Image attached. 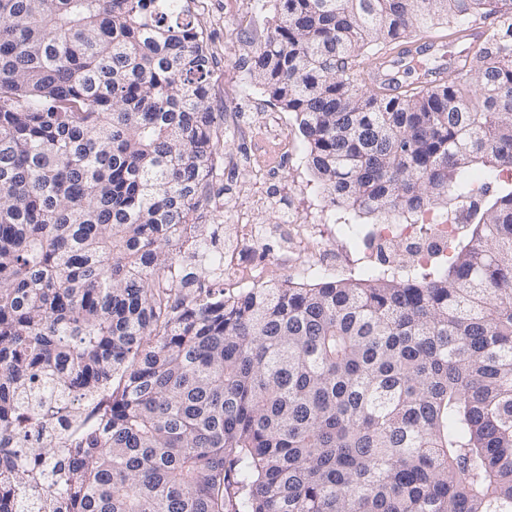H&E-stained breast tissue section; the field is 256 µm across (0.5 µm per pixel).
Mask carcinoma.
<instances>
[{
	"mask_svg": "<svg viewBox=\"0 0 512 512\" xmlns=\"http://www.w3.org/2000/svg\"><path fill=\"white\" fill-rule=\"evenodd\" d=\"M268 10L248 72L327 223L451 209L512 165V0ZM487 17L441 83L359 67ZM209 73L183 0H0V512H512V182L446 266L226 296ZM72 398L75 431L26 445Z\"/></svg>",
	"mask_w": 512,
	"mask_h": 512,
	"instance_id": "carcinoma-1",
	"label": "carcinoma"
}]
</instances>
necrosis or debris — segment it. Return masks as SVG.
Here are the masks:
<instances>
[{
  "label": "necrosis or debris",
  "mask_w": 512,
  "mask_h": 512,
  "mask_svg": "<svg viewBox=\"0 0 512 512\" xmlns=\"http://www.w3.org/2000/svg\"><path fill=\"white\" fill-rule=\"evenodd\" d=\"M224 125L243 139L261 131L273 147L272 154L247 158L233 150L224 153L225 169L245 162L255 176L253 182L241 186L237 192L235 244L224 252V279L240 287L257 283L266 272L265 267L251 262L248 254L258 249L263 240L257 215L279 205L277 195L268 189L270 169L277 163L289 165L300 160L303 151L296 140L292 118L281 112L260 114L257 128L252 131L239 127L236 113L228 110L224 113ZM486 186V181L476 182L467 198L445 215L429 211L412 221L396 217L381 219L371 226H331L325 222V210L315 211L308 205L305 186L289 182L288 213L281 218L290 227L288 258L295 264V274L303 279L339 270L369 275L393 263H447L461 225Z\"/></svg>",
  "instance_id": "1"
}]
</instances>
